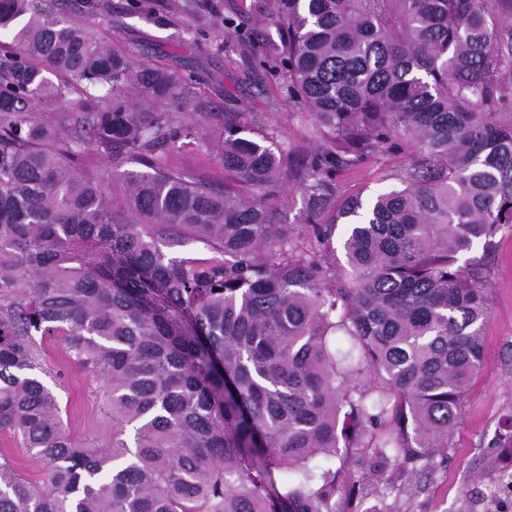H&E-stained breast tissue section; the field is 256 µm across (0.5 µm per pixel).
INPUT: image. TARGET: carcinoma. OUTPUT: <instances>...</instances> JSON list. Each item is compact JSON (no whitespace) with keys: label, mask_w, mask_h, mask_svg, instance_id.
Masks as SVG:
<instances>
[{"label":"carcinoma","mask_w":512,"mask_h":512,"mask_svg":"<svg viewBox=\"0 0 512 512\" xmlns=\"http://www.w3.org/2000/svg\"><path fill=\"white\" fill-rule=\"evenodd\" d=\"M504 3L270 0L280 45L252 62L314 121L297 158L273 127L191 112L197 79L52 0H0V431L48 471L38 486L1 462L0 512H346L400 464L434 465L490 313L485 268L460 259L512 227ZM73 93L62 128L34 115ZM404 142L399 186L342 193V173ZM193 145L224 185L173 163ZM89 150L130 168L90 177ZM290 178L293 225L278 218ZM187 241L207 255L164 251ZM52 337L108 384L111 447L64 428L36 375Z\"/></svg>","instance_id":"carcinoma-1"}]
</instances>
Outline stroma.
<instances>
[{
	"label": "stroma",
	"mask_w": 512,
	"mask_h": 512,
	"mask_svg": "<svg viewBox=\"0 0 512 512\" xmlns=\"http://www.w3.org/2000/svg\"><path fill=\"white\" fill-rule=\"evenodd\" d=\"M130 13L128 0H56L55 9L90 29L100 39L136 60L184 74H201L205 83L202 112H241L275 127L280 140L305 146L314 137L313 120L298 111L271 76L250 63L254 50L225 32L233 18L264 29L277 43L269 19V0H140ZM409 157L398 151L374 158L348 176L342 191L370 195L393 186V173ZM470 256L487 261L491 314L486 322L485 357L473 379L461 420L449 435L445 463L429 477L407 473L386 489L385 499L367 496L366 512L380 502L394 512H512V499L497 497L501 462L497 446L502 422L512 416V228L502 229L492 251L475 244ZM40 362L43 381L53 392L67 431L83 446L104 448L112 442V413L107 386L68 357L59 339L45 342Z\"/></svg>",
	"instance_id": "35a3bbf8"
}]
</instances>
